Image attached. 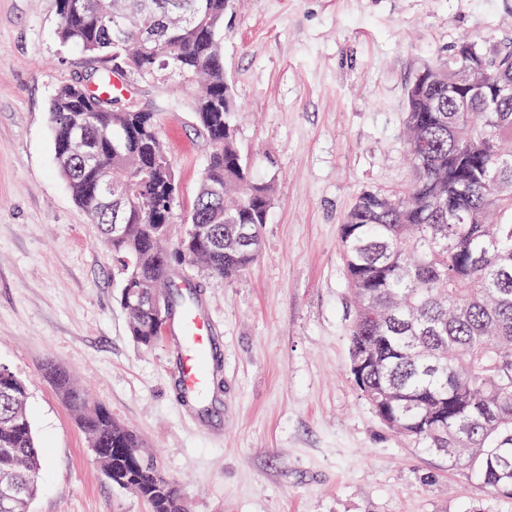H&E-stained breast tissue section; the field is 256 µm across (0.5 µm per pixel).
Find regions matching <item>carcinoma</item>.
Returning a JSON list of instances; mask_svg holds the SVG:
<instances>
[{
  "mask_svg": "<svg viewBox=\"0 0 512 512\" xmlns=\"http://www.w3.org/2000/svg\"><path fill=\"white\" fill-rule=\"evenodd\" d=\"M55 0L60 38L91 63V84L70 80L54 89L49 112L55 153L71 120L97 101L99 120L85 129L93 155L56 157L76 203L99 225L120 265V298L141 296L126 309L129 333L142 348L158 343L167 324L148 308L147 287L184 259L209 277L243 275L261 249L224 250L208 236L181 255L169 243L173 210L166 186L176 176L149 120L129 112V127L109 122L122 100L95 93L118 66L139 77L173 80L190 91V109L209 149L196 200V224L228 233L236 224L267 223L273 186L256 179L241 152L236 101L226 84L224 14L233 0ZM156 40L174 54L168 66L143 51ZM492 83L508 99L474 97L457 105L448 85H434L469 59L452 52L425 64L406 89L404 146L414 178L395 193L359 192L340 224L344 272L354 302L349 371L382 424L412 444L442 452L470 469L489 493L512 502V45L482 50ZM221 193L215 195L211 186ZM125 210L127 232L112 237V206ZM189 281L172 291L175 307L193 300ZM46 375L70 408L112 485L150 512H189L180 487L163 471L133 429L88 398L69 374ZM44 458L27 413L25 384L0 368V483L19 493L10 512H28L39 492Z\"/></svg>",
  "mask_w": 512,
  "mask_h": 512,
  "instance_id": "obj_1",
  "label": "carcinoma"
}]
</instances>
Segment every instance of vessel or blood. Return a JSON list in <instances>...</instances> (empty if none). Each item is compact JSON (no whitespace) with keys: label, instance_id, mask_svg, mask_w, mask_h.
Listing matches in <instances>:
<instances>
[{"label":"vessel or blood","instance_id":"b4317fda","mask_svg":"<svg viewBox=\"0 0 512 512\" xmlns=\"http://www.w3.org/2000/svg\"><path fill=\"white\" fill-rule=\"evenodd\" d=\"M172 331L182 349L175 374L179 380L180 396L186 401L201 399L211 372L203 359L212 353L213 327L200 304L181 310L172 323Z\"/></svg>","mask_w":512,"mask_h":512}]
</instances>
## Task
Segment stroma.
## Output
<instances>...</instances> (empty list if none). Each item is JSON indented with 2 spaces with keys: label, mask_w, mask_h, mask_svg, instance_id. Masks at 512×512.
Segmentation results:
<instances>
[{
  "label": "stroma",
  "mask_w": 512,
  "mask_h": 512,
  "mask_svg": "<svg viewBox=\"0 0 512 512\" xmlns=\"http://www.w3.org/2000/svg\"><path fill=\"white\" fill-rule=\"evenodd\" d=\"M59 26L54 0H0V365L27 387L46 459L30 512H149L94 460L49 364L143 437L190 512H512L360 395L339 239L360 191L412 179L406 87L462 37L512 40V0H242L226 16L238 140L275 192L259 260L231 282L191 276L224 361L191 409L177 350L133 342L112 253L55 165L51 95L89 68ZM144 97L177 171V238L208 148L175 82Z\"/></svg>",
  "instance_id": "stroma-1"
}]
</instances>
